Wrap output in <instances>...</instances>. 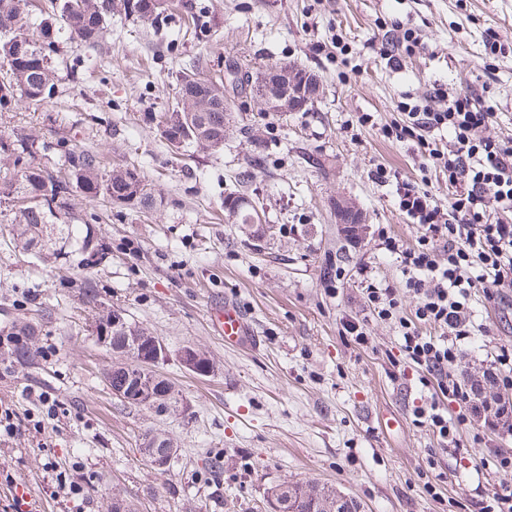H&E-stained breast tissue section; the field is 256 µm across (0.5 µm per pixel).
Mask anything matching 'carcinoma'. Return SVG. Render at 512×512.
<instances>
[{
    "label": "carcinoma",
    "mask_w": 512,
    "mask_h": 512,
    "mask_svg": "<svg viewBox=\"0 0 512 512\" xmlns=\"http://www.w3.org/2000/svg\"><path fill=\"white\" fill-rule=\"evenodd\" d=\"M27 0H0V112L17 109L25 103L41 102L54 94L55 70L52 58L42 53V44L58 42L65 35L71 42L89 47L100 45L107 34V19L120 9L157 29L168 0H62L56 13L35 23L30 20ZM189 18L187 31L198 36L207 32L206 22L194 12L193 0H184ZM290 69L297 84L308 82L311 74L288 63L265 67L256 74L235 72L236 86H255L273 76L276 71ZM224 85L204 76L199 70H182L178 78L176 105L156 117L157 132L168 148L178 154L188 148L215 150L212 136L224 133L227 113L221 102ZM57 153L64 158L67 175L59 178L55 168L35 163L38 156L49 155L50 145L30 135L7 139L0 133V154L13 159L14 173L0 184V197L7 200L11 224L18 245L26 251L48 250L58 258L81 256L78 264L85 265L82 254L91 251L99 255L94 235L78 224H52L54 209L61 208L72 189H78L91 203L150 210L153 207L152 188L144 174L134 165L118 164L108 170L94 151L71 140L57 142ZM83 303L88 306L105 304L103 295L90 278L81 281ZM269 493L283 500V512L299 505L302 512H332L343 496L334 488L317 484H293L288 493L280 486Z\"/></svg>",
    "instance_id": "1"
}]
</instances>
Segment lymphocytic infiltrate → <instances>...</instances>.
Listing matches in <instances>:
<instances>
[{
  "label": "lymphocytic infiltrate",
  "mask_w": 512,
  "mask_h": 512,
  "mask_svg": "<svg viewBox=\"0 0 512 512\" xmlns=\"http://www.w3.org/2000/svg\"><path fill=\"white\" fill-rule=\"evenodd\" d=\"M440 99L443 109L411 107L406 120L385 127L384 134L415 142L423 160L447 176L454 193L444 205L417 183L393 180L386 167L372 170L376 182H394L399 209L421 235L415 245L403 247L379 227L384 249L399 259L402 281L397 288L369 289L367 298L377 317L397 319L405 359L424 370L443 397L466 401L470 394L453 370L460 359L457 343L471 334V292L481 289L487 301L495 302L512 288V222L491 218L497 210L512 212V140L479 138L496 114L471 94L444 93ZM439 129L447 130L453 150H440L427 140L428 132ZM402 287L416 299L407 317L400 313ZM422 324L432 328V335L419 332Z\"/></svg>",
  "instance_id": "lymphocytic-infiltrate-1"
}]
</instances>
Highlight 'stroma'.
Instances as JSON below:
<instances>
[{"mask_svg":"<svg viewBox=\"0 0 512 512\" xmlns=\"http://www.w3.org/2000/svg\"><path fill=\"white\" fill-rule=\"evenodd\" d=\"M210 18L209 37L188 36L178 19L162 31L116 11L97 47L68 42L53 55L56 93L0 112V133L69 138L104 157L132 164L151 181L157 206L145 212L68 197L57 224H89L110 252L92 268L60 264L16 247L9 210L0 211V336L32 325L30 365L0 347V512L26 485L29 512H74L57 475L78 484L84 512H267L270 486L315 481L354 498L360 512H480L485 493L512 484L495 454L512 453V431L456 400L458 448L441 451L415 406L432 390L401 352L397 320L378 318L368 284L399 286L396 257L382 249L379 225L400 244L419 231L395 202L394 185L373 182L384 166L425 181L440 202L448 182L422 173L410 145L386 138L402 105L436 106V88L467 91L493 105L482 135L512 138V0H194ZM401 22L422 42L392 66L382 25ZM501 51L483 44L487 28ZM255 69L287 62L314 75L319 94L299 112L273 114L239 95L219 152L173 154L148 115L175 102L176 74L197 65L211 77L228 63ZM247 188L264 208L253 233L224 211L228 193ZM361 210L357 243L338 231L337 201ZM93 278L109 304L168 349L159 372L182 395L180 411L157 415L127 407L106 387L112 355L92 335L76 285ZM236 301L257 331L253 348L225 344L207 308ZM471 334L454 374L479 382L480 398L501 396L484 379L491 355L512 349V291L505 301H469ZM358 324L357 344L344 330ZM214 366L198 377L180 364L184 346ZM401 423L381 434L378 416ZM171 438L177 453L162 468L142 450L146 433ZM484 437L473 443L474 434ZM444 480L435 492L430 471Z\"/></svg>","mask_w":512,"mask_h":512,"instance_id":"obj_1","label":"stroma"}]
</instances>
